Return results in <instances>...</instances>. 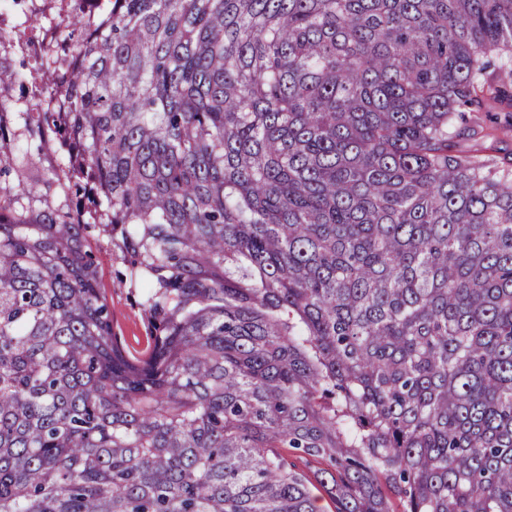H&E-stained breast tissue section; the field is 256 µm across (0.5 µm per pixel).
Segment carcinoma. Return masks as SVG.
Masks as SVG:
<instances>
[{
	"label": "carcinoma",
	"mask_w": 512,
	"mask_h": 512,
	"mask_svg": "<svg viewBox=\"0 0 512 512\" xmlns=\"http://www.w3.org/2000/svg\"><path fill=\"white\" fill-rule=\"evenodd\" d=\"M12 2L0 512H512V0ZM94 236L92 241L101 272V285L104 289L107 304L112 318V333L120 346L138 356L146 347L147 324L140 305L141 288H118L113 284L116 273L123 271L124 266L119 259L112 258V246L106 237Z\"/></svg>",
	"instance_id": "carcinoma-1"
}]
</instances>
